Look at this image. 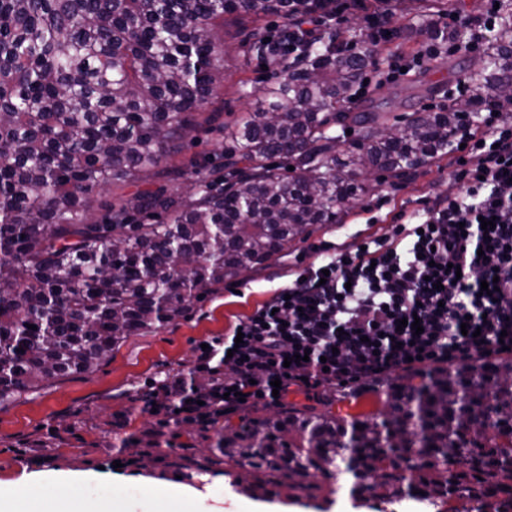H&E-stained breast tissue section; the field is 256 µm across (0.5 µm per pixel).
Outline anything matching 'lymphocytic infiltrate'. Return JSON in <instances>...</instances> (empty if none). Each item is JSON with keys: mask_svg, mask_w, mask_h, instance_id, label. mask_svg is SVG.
<instances>
[{"mask_svg": "<svg viewBox=\"0 0 512 512\" xmlns=\"http://www.w3.org/2000/svg\"><path fill=\"white\" fill-rule=\"evenodd\" d=\"M482 123L475 161L456 174L457 195L432 204L423 220L394 225L388 241L339 249L302 269L238 321L242 338L212 339L188 376L152 384L142 412L206 426L246 404L278 407L299 394L318 402L345 382L428 364L466 368L512 348V123L494 108ZM485 220L494 228L482 229ZM485 280L496 290L482 293ZM412 317L422 333L402 326Z\"/></svg>", "mask_w": 512, "mask_h": 512, "instance_id": "lymphocytic-infiltrate-1", "label": "lymphocytic infiltrate"}]
</instances>
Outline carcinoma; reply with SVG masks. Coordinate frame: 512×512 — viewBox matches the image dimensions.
<instances>
[{
	"label": "carcinoma",
	"instance_id": "1",
	"mask_svg": "<svg viewBox=\"0 0 512 512\" xmlns=\"http://www.w3.org/2000/svg\"><path fill=\"white\" fill-rule=\"evenodd\" d=\"M324 2L0 0V404L94 373L130 337L177 324L224 281L339 223L374 173L405 178L448 153L481 107L512 110L506 20L468 95L401 118L356 111L375 50L347 54L352 28L307 27ZM270 15L284 24L266 28ZM244 19L243 46L276 72L226 124L208 105L224 86V23ZM466 28L434 35L462 51ZM335 126L358 131L342 152ZM204 127L224 138V161L180 159ZM150 174L163 184L98 198ZM216 433L194 467L233 463L249 489L319 491L352 455L371 489L397 497L418 443L433 458L419 499L444 505L454 484L511 495L512 359L405 375L387 384L381 418L277 411Z\"/></svg>",
	"mask_w": 512,
	"mask_h": 512
}]
</instances>
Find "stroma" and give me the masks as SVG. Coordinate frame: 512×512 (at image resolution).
I'll use <instances>...</instances> for the list:
<instances>
[{
  "label": "stroma",
  "mask_w": 512,
  "mask_h": 512,
  "mask_svg": "<svg viewBox=\"0 0 512 512\" xmlns=\"http://www.w3.org/2000/svg\"><path fill=\"white\" fill-rule=\"evenodd\" d=\"M384 26L393 35L377 43L381 68L367 71L364 94L379 111L401 116L466 93L467 75L478 68L487 43L498 38L492 32L485 41L469 40L463 55L452 43H441L435 63L419 53L423 44L435 42L431 26L402 9ZM236 30L233 22L224 28L219 97L228 123L253 106L243 87L259 86L267 76L259 60L239 53ZM459 157L449 152L402 181L375 174L374 191L340 223L317 227L270 267L227 281L177 325L131 337L92 374L46 381L0 404V502L11 503L24 474L38 470L51 485L47 512L70 503L68 482L76 476L88 479L82 502L91 512H198L205 493L223 499L226 512H428L429 503L389 499L378 491L357 500L347 472L329 492L270 483L250 494L238 469L225 474L220 485L213 473L177 470L174 460L193 457L202 445L198 425L162 427L160 417L141 412L139 397L151 383L187 373L200 343L228 334L295 272L319 262L324 250L388 237L397 214L419 215L435 200L455 195ZM160 430L167 442L158 446L154 435ZM129 436L134 444L121 448V439Z\"/></svg>",
  "instance_id": "35a3bbf8"
}]
</instances>
